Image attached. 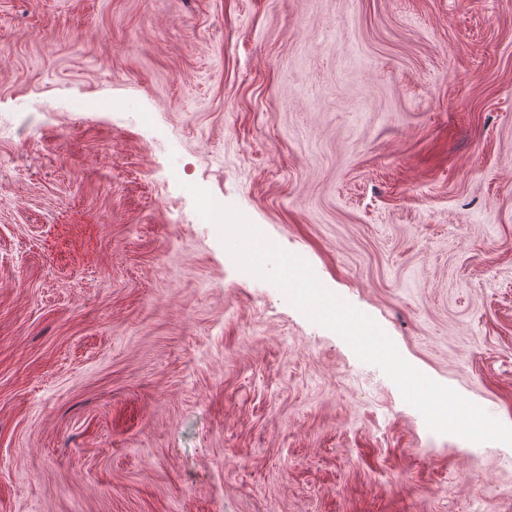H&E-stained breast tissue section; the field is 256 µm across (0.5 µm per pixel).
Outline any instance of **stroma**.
I'll use <instances>...</instances> for the list:
<instances>
[{"mask_svg": "<svg viewBox=\"0 0 512 512\" xmlns=\"http://www.w3.org/2000/svg\"><path fill=\"white\" fill-rule=\"evenodd\" d=\"M174 160L512 427V0H0V512H512Z\"/></svg>", "mask_w": 512, "mask_h": 512, "instance_id": "35a3bbf8", "label": "stroma"}]
</instances>
